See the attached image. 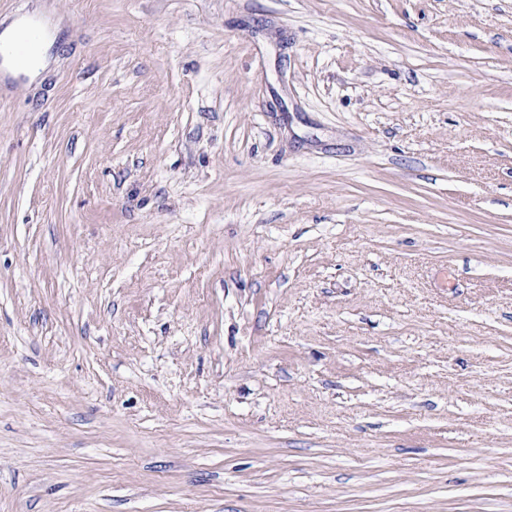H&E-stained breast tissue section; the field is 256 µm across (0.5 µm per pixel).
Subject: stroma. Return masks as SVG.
<instances>
[{
	"label": "stroma",
	"mask_w": 512,
	"mask_h": 512,
	"mask_svg": "<svg viewBox=\"0 0 512 512\" xmlns=\"http://www.w3.org/2000/svg\"><path fill=\"white\" fill-rule=\"evenodd\" d=\"M0 512H512V0H0ZM25 29L22 38L16 36L15 33L4 35L0 27V61L3 58H9L13 61L14 67L18 72H22L26 66L27 57L39 49L40 44L44 41L42 30L34 25L21 27ZM7 48V55H3L4 47Z\"/></svg>",
	"instance_id": "obj_1"
}]
</instances>
